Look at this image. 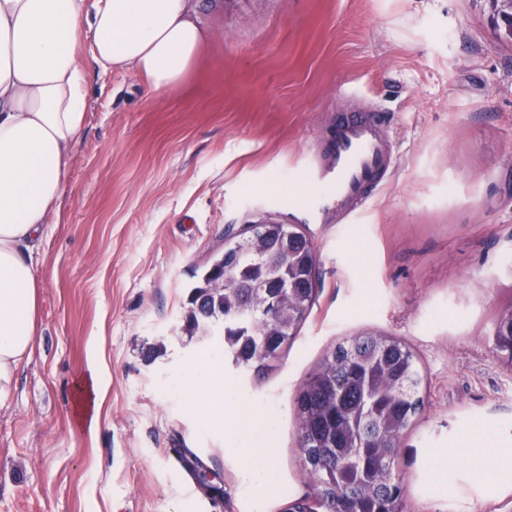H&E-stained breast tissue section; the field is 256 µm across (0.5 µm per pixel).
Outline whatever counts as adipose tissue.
Returning <instances> with one entry per match:
<instances>
[{
  "label": "adipose tissue",
  "instance_id": "ef3b65f1",
  "mask_svg": "<svg viewBox=\"0 0 512 512\" xmlns=\"http://www.w3.org/2000/svg\"><path fill=\"white\" fill-rule=\"evenodd\" d=\"M92 40L95 65L130 67L150 91H174L199 55L205 34L187 0H0V401L30 357L39 324V281L33 252L64 194L74 144L86 118L80 51ZM207 417L234 415L235 455L255 512L277 488L274 423L261 403L225 389L217 360L206 359L173 378ZM475 481L512 487V448L484 429L463 450Z\"/></svg>",
  "mask_w": 512,
  "mask_h": 512
}]
</instances>
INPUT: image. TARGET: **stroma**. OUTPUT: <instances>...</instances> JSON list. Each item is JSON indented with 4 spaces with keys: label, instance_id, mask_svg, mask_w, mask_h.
I'll list each match as a JSON object with an SVG mask.
<instances>
[{
    "label": "stroma",
    "instance_id": "35a3bbf8",
    "mask_svg": "<svg viewBox=\"0 0 512 512\" xmlns=\"http://www.w3.org/2000/svg\"><path fill=\"white\" fill-rule=\"evenodd\" d=\"M207 32L178 91L127 67H86L88 107L66 189L33 256L40 328L0 401V512H251L227 426L169 385L203 344L182 329L190 288L225 238L265 218L298 227L318 263L315 305L263 379L225 386L276 416L279 485L266 512L310 491L294 397L327 351L376 329L426 373L396 468L407 512H512V490L432 455L477 426L512 448V362L495 350L512 305V38L488 0H193ZM392 116L397 166L353 224L296 210L301 170L337 111ZM99 337L110 389L95 435L75 382ZM194 452L209 481L173 459Z\"/></svg>",
    "mask_w": 512,
    "mask_h": 512
}]
</instances>
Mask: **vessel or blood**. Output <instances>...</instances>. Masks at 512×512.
<instances>
[{
  "instance_id": "1",
  "label": "vessel or blood",
  "mask_w": 512,
  "mask_h": 512,
  "mask_svg": "<svg viewBox=\"0 0 512 512\" xmlns=\"http://www.w3.org/2000/svg\"><path fill=\"white\" fill-rule=\"evenodd\" d=\"M389 118L366 103L338 112L304 169V212L322 224H349L382 190L395 168Z\"/></svg>"
}]
</instances>
